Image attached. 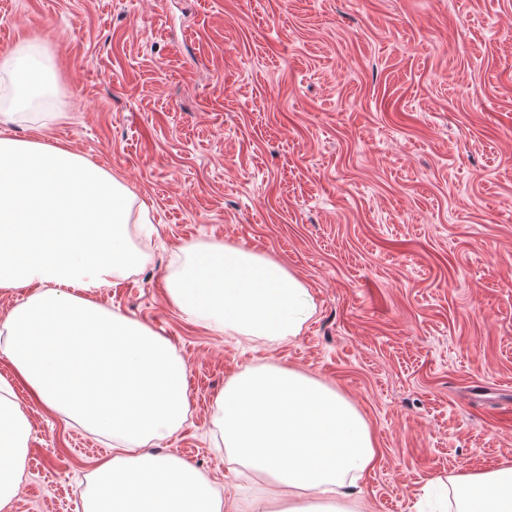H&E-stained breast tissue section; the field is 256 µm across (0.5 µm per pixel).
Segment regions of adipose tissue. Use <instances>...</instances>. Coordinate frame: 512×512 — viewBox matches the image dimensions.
<instances>
[{
	"label": "adipose tissue",
	"mask_w": 512,
	"mask_h": 512,
	"mask_svg": "<svg viewBox=\"0 0 512 512\" xmlns=\"http://www.w3.org/2000/svg\"><path fill=\"white\" fill-rule=\"evenodd\" d=\"M13 109L0 113V289L27 296L0 322V357L30 400L112 437L83 512H217L219 496L174 455L146 451L186 417L184 365L147 324L96 304L93 294L144 261L129 244L143 223L134 195L64 147L5 133L15 112L51 84L43 42L0 54ZM172 305L231 336H297L315 307L305 284L252 250L196 245L167 281ZM225 450L273 479L287 512H350L376 456L370 428L335 390L264 364L232 378L218 401ZM30 426L11 382L0 380V512H8ZM455 512H512V465L455 476Z\"/></svg>",
	"instance_id": "ef3b65f1"
}]
</instances>
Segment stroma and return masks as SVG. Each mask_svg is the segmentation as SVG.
Listing matches in <instances>:
<instances>
[{
    "label": "stroma",
    "instance_id": "stroma-1",
    "mask_svg": "<svg viewBox=\"0 0 512 512\" xmlns=\"http://www.w3.org/2000/svg\"><path fill=\"white\" fill-rule=\"evenodd\" d=\"M42 39L53 88L12 125L110 171L145 205V262L95 294L185 366L188 412L155 442L218 489L274 494L214 446L216 399L274 363L327 383L377 448L362 512L512 463V0H0V53ZM59 112L41 122L40 113ZM240 246L307 286L286 340L172 306L182 249ZM11 512H83L112 442L30 402Z\"/></svg>",
    "mask_w": 512,
    "mask_h": 512
}]
</instances>
